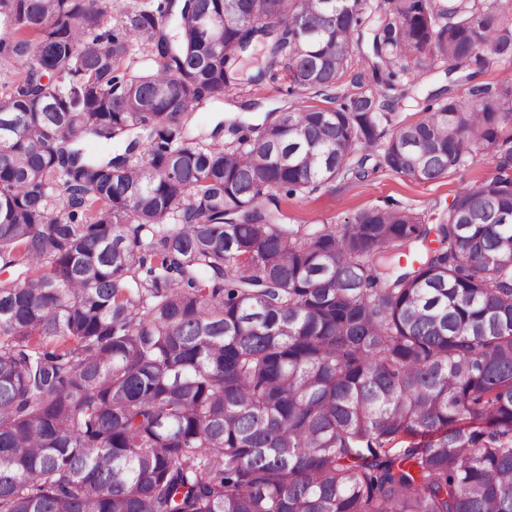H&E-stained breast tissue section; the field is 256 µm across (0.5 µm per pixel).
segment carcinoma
Here are the masks:
<instances>
[{"label": "carcinoma", "mask_w": 512, "mask_h": 512, "mask_svg": "<svg viewBox=\"0 0 512 512\" xmlns=\"http://www.w3.org/2000/svg\"><path fill=\"white\" fill-rule=\"evenodd\" d=\"M399 71L512 63V0H383ZM370 0H0V512H512V81L337 96ZM37 37L38 51L30 54ZM154 65L118 73L132 43ZM336 108L189 118L240 56ZM52 80L43 82V73ZM126 144L89 155L83 142ZM489 155L438 224H286L276 192ZM446 65L442 63H426L414 72L409 78L402 77L398 73L397 77L392 79V89L386 90L387 94L395 100L394 121L390 125H383L380 130L384 129V138L381 142L388 139L395 128V124L402 122L403 124L413 123L421 119L424 114L418 112V108L414 107L415 100L423 99L428 94L441 92V97H447L448 93V74ZM411 80V81H408Z\"/></svg>", "instance_id": "cac0c4a2"}]
</instances>
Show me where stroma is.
<instances>
[{
	"label": "stroma",
	"mask_w": 512,
	"mask_h": 512,
	"mask_svg": "<svg viewBox=\"0 0 512 512\" xmlns=\"http://www.w3.org/2000/svg\"><path fill=\"white\" fill-rule=\"evenodd\" d=\"M466 86L449 83L444 64H424L413 78L394 77L390 97L395 101L396 121L408 124L421 119L416 100L434 93L452 92L461 97ZM307 97L289 94L283 78H264L257 84H241L219 101L208 102L190 120L194 134L204 144L227 141V133H215L222 119L238 117L248 123L256 122L263 112L279 107H300L310 102ZM324 106L323 98L312 100ZM493 173L490 158H476L449 170L448 174L429 182L418 183L388 170H378L362 181L336 182L319 187L310 193L280 196L281 212L292 224H342L355 213L369 208H408L419 214L426 223H437L456 192L467 185L479 183Z\"/></svg>",
	"instance_id": "35a3bbf8"
}]
</instances>
